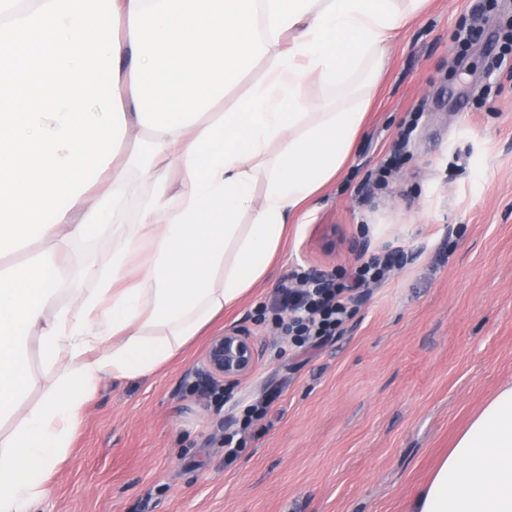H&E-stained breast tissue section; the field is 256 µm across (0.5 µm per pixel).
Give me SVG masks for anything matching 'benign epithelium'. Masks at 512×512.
<instances>
[{
  "label": "benign epithelium",
  "mask_w": 512,
  "mask_h": 512,
  "mask_svg": "<svg viewBox=\"0 0 512 512\" xmlns=\"http://www.w3.org/2000/svg\"><path fill=\"white\" fill-rule=\"evenodd\" d=\"M258 356L256 341L249 332L227 327L211 338L200 366L192 370L196 385L206 390L217 382L242 380L253 372Z\"/></svg>",
  "instance_id": "obj_1"
}]
</instances>
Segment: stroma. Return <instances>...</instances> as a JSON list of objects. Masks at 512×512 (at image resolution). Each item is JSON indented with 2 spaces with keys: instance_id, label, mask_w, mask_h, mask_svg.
Instances as JSON below:
<instances>
[{
  "instance_id": "stroma-1",
  "label": "stroma",
  "mask_w": 512,
  "mask_h": 512,
  "mask_svg": "<svg viewBox=\"0 0 512 512\" xmlns=\"http://www.w3.org/2000/svg\"><path fill=\"white\" fill-rule=\"evenodd\" d=\"M512 0H430L390 42L344 177L268 280L148 378L103 380L38 512H406L456 436L512 384V68L491 69ZM384 192L369 185L388 158ZM392 256L340 334L304 354L256 308L297 269ZM248 330L253 373L198 389L211 335ZM279 398L224 458L241 399Z\"/></svg>"
}]
</instances>
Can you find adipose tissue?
<instances>
[{
	"instance_id": "adipose-tissue-1",
	"label": "adipose tissue",
	"mask_w": 512,
	"mask_h": 512,
	"mask_svg": "<svg viewBox=\"0 0 512 512\" xmlns=\"http://www.w3.org/2000/svg\"><path fill=\"white\" fill-rule=\"evenodd\" d=\"M427 0H33L0 22V512H37L104 377L152 375L264 281L287 225L341 179L385 47ZM224 75L184 110L215 57ZM265 67L231 111L222 105ZM342 93L315 112L310 86ZM145 131L139 149L120 143ZM144 167L150 195L124 221ZM181 174L171 189L168 168ZM262 199H255L256 186ZM108 231V269L67 307L64 245ZM37 344L50 383L27 362ZM409 512H512V386L458 435Z\"/></svg>"
}]
</instances>
